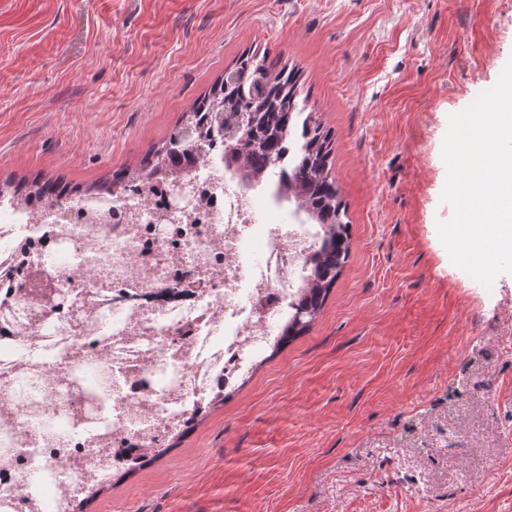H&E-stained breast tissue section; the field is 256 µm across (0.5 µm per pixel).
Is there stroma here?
Returning a JSON list of instances; mask_svg holds the SVG:
<instances>
[{
    "instance_id": "35a3bbf8",
    "label": "stroma",
    "mask_w": 512,
    "mask_h": 512,
    "mask_svg": "<svg viewBox=\"0 0 512 512\" xmlns=\"http://www.w3.org/2000/svg\"><path fill=\"white\" fill-rule=\"evenodd\" d=\"M298 72L350 251L315 321L87 512H512V273L436 223L449 114L512 60V0H0V183L87 189L243 52Z\"/></svg>"
}]
</instances>
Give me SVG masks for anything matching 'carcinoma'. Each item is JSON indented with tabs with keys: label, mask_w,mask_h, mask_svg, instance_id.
<instances>
[{
	"label": "carcinoma",
	"mask_w": 512,
	"mask_h": 512,
	"mask_svg": "<svg viewBox=\"0 0 512 512\" xmlns=\"http://www.w3.org/2000/svg\"><path fill=\"white\" fill-rule=\"evenodd\" d=\"M295 87V74L279 67L278 60L242 57L207 96L188 108L184 122L168 142L148 152L140 165L118 169L111 179L86 190L88 194H119L133 180L162 173L174 178L181 173L182 161L207 158L218 135L224 137L227 163L240 162L259 175L283 157L290 140L299 139L284 188L293 195L297 209L314 223L327 226L330 241L315 259L308 287L293 305L294 312L274 343L276 348L309 328L336 282L350 246L340 188L328 164V135L305 120L298 121ZM10 195L35 205L65 199L70 191L62 180L48 178L29 184L22 181Z\"/></svg>",
	"instance_id": "1"
}]
</instances>
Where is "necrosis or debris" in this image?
Instances as JSON below:
<instances>
[{
	"label": "necrosis or debris",
	"instance_id": "1",
	"mask_svg": "<svg viewBox=\"0 0 512 512\" xmlns=\"http://www.w3.org/2000/svg\"><path fill=\"white\" fill-rule=\"evenodd\" d=\"M183 181L182 198L154 178L0 199V512H73L234 388L287 322L326 226L277 219L279 169L245 185L220 141Z\"/></svg>",
	"mask_w": 512,
	"mask_h": 512
}]
</instances>
